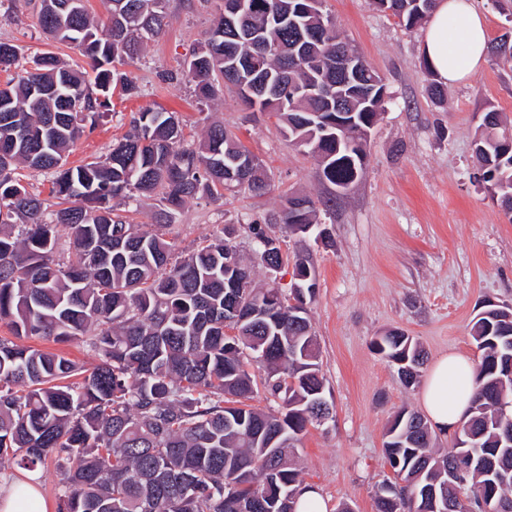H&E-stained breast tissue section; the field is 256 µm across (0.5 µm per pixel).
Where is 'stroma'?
Wrapping results in <instances>:
<instances>
[{
  "label": "stroma",
  "mask_w": 512,
  "mask_h": 512,
  "mask_svg": "<svg viewBox=\"0 0 512 512\" xmlns=\"http://www.w3.org/2000/svg\"><path fill=\"white\" fill-rule=\"evenodd\" d=\"M324 5L390 96L372 131L366 170L345 194H337L316 160L296 149L274 119L246 110L233 91L222 87L215 99L197 101L182 73L213 23L212 0H168L166 28L126 67L139 96H112L105 117L68 161L76 166L104 158L129 131L133 113L150 108L177 113L190 142H199L209 124L223 123L265 162V196L236 189L220 204L194 199L164 228L155 223V198L136 197L129 215L144 230H163L178 253L233 228L232 243L247 259L255 248L250 227L260 224L281 240L285 259L275 282L285 291L297 259L309 256L316 287L307 309L333 416L303 435L300 479L316 488L323 512L342 503L353 512H375L379 485L393 477L383 455L387 428L399 409L422 412L423 386L402 383L371 341L398 329L420 342L429 360L451 351L475 360L474 316L490 302L512 305V220L473 177V135L483 115L494 110L512 118V60L487 58L438 104L428 91L422 30L397 26L371 0ZM1 40L27 56L50 52L84 62L70 45L45 39L37 0L0 7ZM293 193L319 204L323 238L285 234L282 201Z\"/></svg>",
  "instance_id": "stroma-1"
}]
</instances>
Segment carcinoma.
<instances>
[{
  "label": "carcinoma",
  "instance_id": "1",
  "mask_svg": "<svg viewBox=\"0 0 512 512\" xmlns=\"http://www.w3.org/2000/svg\"><path fill=\"white\" fill-rule=\"evenodd\" d=\"M84 0H39V23L51 39L89 60L94 79L50 52L0 86V322L17 338L66 342L93 332L99 363L80 375L61 353L0 339V459L20 458L35 471L54 458L59 512H298L302 492L295 449L320 414H332L307 310L278 288L252 286V265L224 239L200 243L180 260L159 232L128 223L112 200L155 196L156 223L170 225L195 198L224 199V167L250 164L240 187H270L265 165L221 124L196 146L184 143L174 112L134 113L131 130L102 161L67 166L73 147L93 132L109 99L138 96L122 70L165 26L167 0H107L108 33ZM238 0H219L218 17L187 62L199 99L214 83L236 90L249 109L276 119L293 145L314 156L323 178L348 189L365 170L371 129L384 110L379 73L343 40L322 0H246L243 20L224 22ZM407 30L435 0H373ZM342 52L362 62L359 78L336 66ZM328 82V100L305 88ZM493 110L474 135L477 180L512 213V139ZM52 175L57 209L23 184L18 169ZM281 223L292 235L317 224L307 195L284 198ZM70 232L68 260L53 258L59 228ZM253 262L275 273L278 238L258 224ZM470 336L481 351L477 390L465 420L471 448L445 455L430 426L399 410L383 453L394 480L376 492V512H435L425 489L446 495L449 512L512 508V306L488 304ZM372 349L415 384L425 354L391 330ZM267 370L275 413L247 401L257 391L249 366ZM81 376L78 382L68 379ZM462 474L466 493L448 479Z\"/></svg>",
  "mask_w": 512,
  "mask_h": 512
}]
</instances>
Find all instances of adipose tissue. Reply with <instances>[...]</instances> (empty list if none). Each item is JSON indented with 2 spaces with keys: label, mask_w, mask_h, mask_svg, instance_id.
Returning <instances> with one entry per match:
<instances>
[{
  "label": "adipose tissue",
  "mask_w": 512,
  "mask_h": 512,
  "mask_svg": "<svg viewBox=\"0 0 512 512\" xmlns=\"http://www.w3.org/2000/svg\"><path fill=\"white\" fill-rule=\"evenodd\" d=\"M421 54L435 78L455 86L485 63L488 38L474 0H436L425 22ZM475 367L464 355L448 353L430 367L422 401L432 427H458L475 392ZM0 512H50L35 474L0 479Z\"/></svg>",
  "instance_id": "obj_1"
}]
</instances>
